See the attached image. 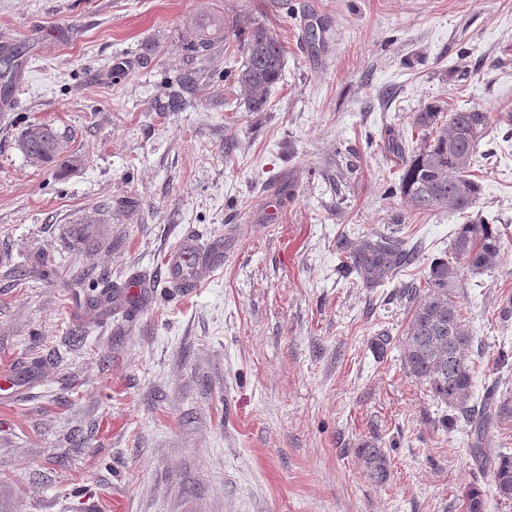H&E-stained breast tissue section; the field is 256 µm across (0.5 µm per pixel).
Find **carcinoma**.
Here are the masks:
<instances>
[{
  "label": "carcinoma",
  "mask_w": 512,
  "mask_h": 512,
  "mask_svg": "<svg viewBox=\"0 0 512 512\" xmlns=\"http://www.w3.org/2000/svg\"><path fill=\"white\" fill-rule=\"evenodd\" d=\"M235 30L246 34L245 60L234 80L243 92L248 109L262 112L271 89L283 77L285 47L266 26L242 15ZM489 115L477 109L445 112L436 105L417 114L416 125L425 132L423 144L405 161L399 189L407 206L417 212L449 209L465 215L450 250V257L433 261L424 281L411 282L400 290L410 304L411 317L402 340L408 373L426 383L435 399L448 405L465 421L477 443L499 421L504 410L498 383L486 388L482 407L471 405L474 367L470 332L457 292L464 274L479 276L492 269L504 250L499 228L480 216H471L479 184L470 175ZM70 134L50 123L37 122L22 132L18 146L35 167L57 164L67 168L78 163L68 153ZM341 264L366 288H375L395 277L415 260L417 247L394 234L368 237L359 244L340 248ZM358 455L369 477L386 482L387 455L365 444ZM475 460L488 469L498 493L512 497V454L473 449ZM465 512H486L484 491L477 486L463 493Z\"/></svg>",
  "instance_id": "obj_1"
}]
</instances>
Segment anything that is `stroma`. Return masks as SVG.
Returning <instances> with one entry per match:
<instances>
[{
    "label": "stroma",
    "mask_w": 512,
    "mask_h": 512,
    "mask_svg": "<svg viewBox=\"0 0 512 512\" xmlns=\"http://www.w3.org/2000/svg\"><path fill=\"white\" fill-rule=\"evenodd\" d=\"M243 11L286 50L263 112L226 76L236 36L186 49ZM2 48L21 66L0 99V512H464L474 483L512 512L404 366L399 287L463 219L410 210L384 147L416 150L428 104L489 112L474 210L504 256L458 301L484 350L473 402L493 382L512 401V0H0ZM38 121L71 130L78 165L26 161ZM390 231L414 263L356 284L340 239ZM188 237L224 247L185 298L162 261ZM104 278L106 320L88 304ZM358 455L374 482L379 484L386 482L389 476L388 461L382 448H375L373 444L367 443L363 448H359Z\"/></svg>",
    "instance_id": "obj_1"
}]
</instances>
